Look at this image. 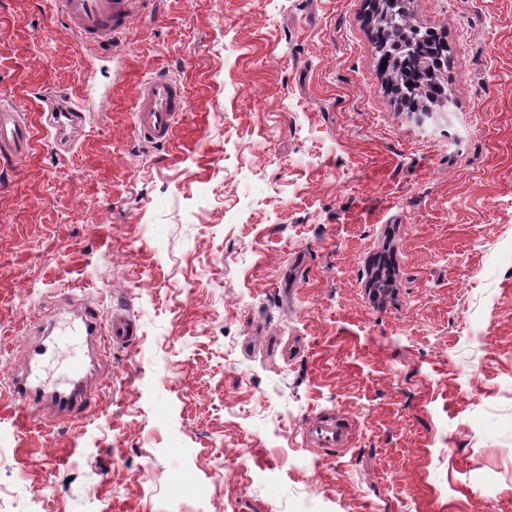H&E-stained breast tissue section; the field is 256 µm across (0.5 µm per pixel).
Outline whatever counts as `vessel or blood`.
Listing matches in <instances>:
<instances>
[{
  "label": "vessel or blood",
  "mask_w": 512,
  "mask_h": 512,
  "mask_svg": "<svg viewBox=\"0 0 512 512\" xmlns=\"http://www.w3.org/2000/svg\"><path fill=\"white\" fill-rule=\"evenodd\" d=\"M128 0H57L59 11L72 32L102 42L110 41L114 30L124 27L129 19ZM184 89L174 80L156 76L139 88V108L135 127L139 136L152 143L170 139L175 124L184 108ZM49 127L54 128L57 147L69 148L71 134L83 125L84 109L72 102L55 98L45 101L42 111ZM27 120L23 114L7 110L0 112V154L18 157L29 148ZM77 333L86 339L109 337L114 343L133 341L137 330L133 321L122 314L102 320L92 306H85L78 315ZM67 387L47 388L33 376L31 369L16 372L9 381L12 400L25 408L45 412L51 417L72 421L86 413L92 397L88 386L91 368L82 363L69 369ZM309 441L322 448H341L347 442L348 428L345 420L320 419L307 429Z\"/></svg>",
  "instance_id": "1"
}]
</instances>
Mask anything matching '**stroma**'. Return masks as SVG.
<instances>
[{
    "instance_id": "stroma-1",
    "label": "stroma",
    "mask_w": 512,
    "mask_h": 512,
    "mask_svg": "<svg viewBox=\"0 0 512 512\" xmlns=\"http://www.w3.org/2000/svg\"><path fill=\"white\" fill-rule=\"evenodd\" d=\"M450 111L390 93L369 0H130L99 46L0 0V512H512V0H413ZM186 92L170 140L137 92ZM88 118L54 149L57 93ZM126 313L73 422L18 408L37 326ZM59 385L84 337L53 335ZM352 425L317 448L310 422ZM184 99V88L166 76H155L142 84L135 119L139 136L156 144L168 141L183 111ZM0 154L18 157L29 148L27 119L24 114L0 108Z\"/></svg>"
}]
</instances>
